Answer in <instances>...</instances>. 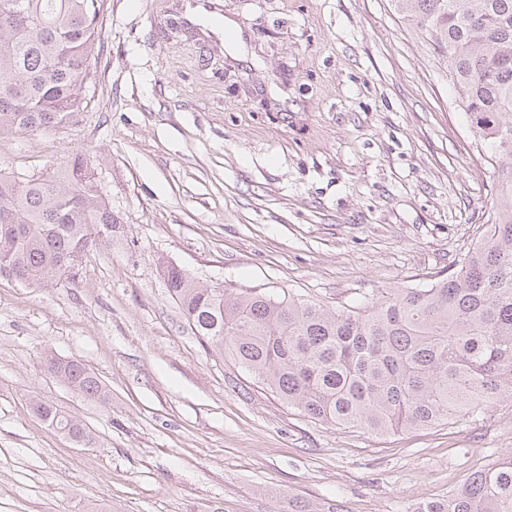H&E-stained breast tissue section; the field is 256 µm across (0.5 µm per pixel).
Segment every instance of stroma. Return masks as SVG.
<instances>
[{"label": "stroma", "instance_id": "1", "mask_svg": "<svg viewBox=\"0 0 512 512\" xmlns=\"http://www.w3.org/2000/svg\"><path fill=\"white\" fill-rule=\"evenodd\" d=\"M108 0L83 109L0 170L83 154L117 220L77 274L0 275V512H415L512 455V402L379 437L304 416L190 331L166 266L336 309L471 248L497 181L390 0ZM77 359L85 401L42 366ZM77 417L80 448L31 409ZM43 367L49 375L59 379L84 400L103 408L109 406V390L81 361L47 355L43 360Z\"/></svg>", "mask_w": 512, "mask_h": 512}]
</instances>
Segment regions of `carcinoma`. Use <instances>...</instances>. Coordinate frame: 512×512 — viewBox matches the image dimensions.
<instances>
[{
  "mask_svg": "<svg viewBox=\"0 0 512 512\" xmlns=\"http://www.w3.org/2000/svg\"><path fill=\"white\" fill-rule=\"evenodd\" d=\"M0 140L73 120L91 84L107 0H0ZM396 14L441 61L469 129L497 168L491 223L448 275L332 309L297 293L197 285L178 266L168 291L192 332L289 406L321 423L396 435L452 424L512 401V0H393ZM61 61L57 69L51 68ZM77 153L43 177L0 172V255L17 280L66 276L96 246L112 210ZM44 370L106 408L110 393L78 360L48 355ZM36 415L83 447L91 432L54 405ZM418 512H512V456Z\"/></svg>",
  "mask_w": 512,
  "mask_h": 512,
  "instance_id": "carcinoma-1",
  "label": "carcinoma"
}]
</instances>
